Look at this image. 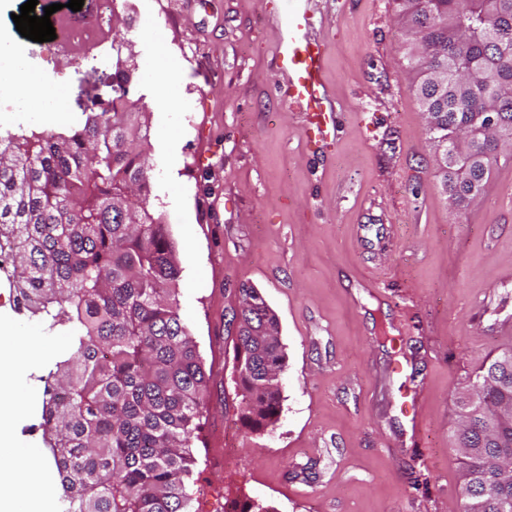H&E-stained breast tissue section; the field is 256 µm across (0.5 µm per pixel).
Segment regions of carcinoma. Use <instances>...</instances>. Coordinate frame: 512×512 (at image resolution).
Masks as SVG:
<instances>
[{"label":"carcinoma","instance_id":"obj_1","mask_svg":"<svg viewBox=\"0 0 512 512\" xmlns=\"http://www.w3.org/2000/svg\"><path fill=\"white\" fill-rule=\"evenodd\" d=\"M414 92L430 113L435 143L477 153L466 170L483 184L512 145L473 123L487 108L512 125V0L488 12L485 0H401ZM466 64L478 77L469 84ZM149 126L128 98L95 108L69 131L0 132V252L17 311L70 337L47 377L42 438L63 490L64 512H190L186 481L203 425L207 378L197 342L179 313L181 267L162 215L150 204ZM448 196L466 206L452 166ZM135 186L139 196L128 193ZM235 370L239 421L264 432L281 412L288 356L280 323L254 288L239 289ZM472 417H460L466 512H498L512 484L497 479L512 413L497 434L484 415L512 406V362L503 354L473 382Z\"/></svg>","mask_w":512,"mask_h":512}]
</instances>
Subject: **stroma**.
I'll return each mask as SVG.
<instances>
[{"mask_svg": "<svg viewBox=\"0 0 512 512\" xmlns=\"http://www.w3.org/2000/svg\"><path fill=\"white\" fill-rule=\"evenodd\" d=\"M131 2L112 32L138 64L131 100L150 127L152 204L177 248L179 313L209 378L186 484L193 512L245 498L275 512H459L455 398L512 350L493 326L512 316V288L498 315L475 308L512 267V155L468 206H451L412 93L400 0H319L326 82L343 109L330 144L283 94L278 0ZM157 71L170 75L165 112L148 87ZM111 75L108 58L67 69L45 111L81 117L88 95L109 98ZM0 82L11 131L48 126L24 110L31 81ZM165 136L179 142L172 182ZM245 284L278 316L288 354L282 412L263 433L237 419L228 322ZM59 356L43 353L25 377L35 402L15 426L23 444H43L42 378ZM394 361L402 373H388ZM408 387L420 393L415 432L400 412ZM227 443L235 464L213 468Z\"/></svg>", "mask_w": 512, "mask_h": 512, "instance_id": "1", "label": "stroma"}]
</instances>
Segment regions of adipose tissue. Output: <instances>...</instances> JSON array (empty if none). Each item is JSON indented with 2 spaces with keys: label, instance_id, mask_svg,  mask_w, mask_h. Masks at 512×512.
<instances>
[{
  "label": "adipose tissue",
  "instance_id": "obj_1",
  "mask_svg": "<svg viewBox=\"0 0 512 512\" xmlns=\"http://www.w3.org/2000/svg\"><path fill=\"white\" fill-rule=\"evenodd\" d=\"M45 342L37 329L20 336L9 320L0 318V386L9 390L0 400V459L5 462L0 468V512H52L53 501L45 490L55 484V475L44 465L41 449L20 444L14 434L32 399L23 384L33 365L30 353ZM34 471L39 474L38 484L24 485L23 476Z\"/></svg>",
  "mask_w": 512,
  "mask_h": 512
}]
</instances>
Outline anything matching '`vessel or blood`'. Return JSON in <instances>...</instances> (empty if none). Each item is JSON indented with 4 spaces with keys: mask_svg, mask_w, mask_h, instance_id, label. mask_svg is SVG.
Returning <instances> with one entry per match:
<instances>
[{
    "mask_svg": "<svg viewBox=\"0 0 512 512\" xmlns=\"http://www.w3.org/2000/svg\"><path fill=\"white\" fill-rule=\"evenodd\" d=\"M316 0H282L275 57L288 76L286 93L305 130L333 141L339 135L341 110L327 89L325 52L312 37Z\"/></svg>",
    "mask_w": 512,
    "mask_h": 512,
    "instance_id": "vessel-or-blood-1",
    "label": "vessel or blood"
}]
</instances>
